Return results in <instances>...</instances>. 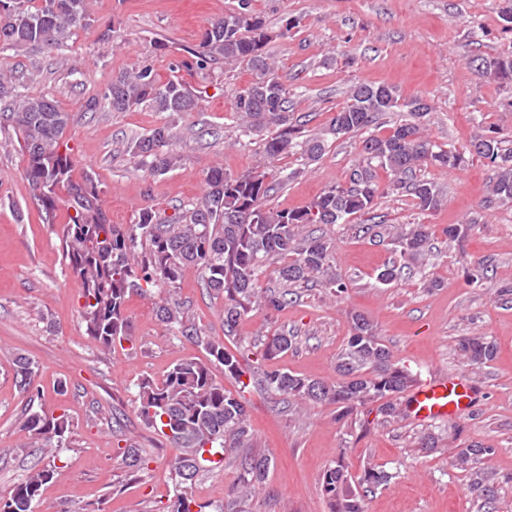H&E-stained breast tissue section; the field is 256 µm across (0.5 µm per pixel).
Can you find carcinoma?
<instances>
[{"instance_id": "obj_1", "label": "carcinoma", "mask_w": 512, "mask_h": 512, "mask_svg": "<svg viewBox=\"0 0 512 512\" xmlns=\"http://www.w3.org/2000/svg\"><path fill=\"white\" fill-rule=\"evenodd\" d=\"M90 25L85 0H0V45L43 46L58 50L72 31ZM269 39L265 23L252 10V0H237L232 12L211 19L205 29L196 65L204 67L217 59L226 64L247 62L255 78L235 100V112L251 127L272 130L263 143V153L274 161L294 151L308 161L318 160L329 138L338 137L339 122L346 132L362 131L388 114L403 108L411 116L394 125L387 136L370 135L363 140L361 158L353 165L343 184L331 186L306 206L275 210L265 205L273 190L274 169H254L230 175L214 166L205 177L201 201L162 222L150 206L140 209L136 223L125 227L112 223L101 199L102 190L92 173L73 177L74 160L64 140L70 114L46 95L17 92L8 77L0 74V100L10 99L0 111V121L22 139L26 155L25 178L31 189L40 190L38 200L48 213L55 210L60 194H65L67 219L63 225V254L70 271L82 285L80 306L85 331L102 348L132 341L127 302L131 294H146L159 286L176 287L184 273L194 269L204 287L224 300V337L234 340L241 322L254 307L279 311L288 305V293L268 294L260 287V276L268 262H277L275 273L288 283L320 281L341 293L344 283L332 272L333 249L322 236L309 235L297 241L307 224H342L363 215L381 196L378 171L389 178L386 193L402 190L413 196L418 208L435 211L447 203L440 188L420 179L416 172L429 164L454 169L463 156L452 150H434L424 135L421 119L431 106L421 97L401 98L397 89L373 83H358L346 104L336 111L328 127L298 140L297 124L288 86L275 66L267 61L264 47ZM490 75L512 79V55L493 62ZM114 112H129L147 106L157 112H188L195 100L180 80L160 79L149 64L112 76L101 98L85 104L88 112L100 103ZM470 151L496 165L497 172L488 193L502 203H512V148L494 130H483L470 143ZM138 166L150 176L174 170L180 155L167 125L153 128L130 145ZM430 231L425 224H407L392 236V245L403 259H416L429 251ZM158 320L186 339L203 347L208 361L182 359L156 382L143 379L139 384L137 412L145 427L163 437L174 449L172 468L179 485H190L201 472L205 455L219 448L223 456L238 461L237 482L232 500L217 512H247L248 497L266 484L272 459L254 450V438L245 402L224 389L213 367L241 381L246 371L224 341L201 334L184 320L179 303L158 305ZM352 332L338 356L339 379L329 382L287 371L263 373L261 385L286 395L302 406L331 402L350 411L381 399L379 411L391 418L399 414L394 400L414 382L413 376L393 360L390 350L378 338L374 325L363 315L352 316ZM294 337L274 335L266 344L264 356L274 358L290 349ZM460 351L474 364H486L495 357L492 343L481 336H468L459 343ZM17 382L27 391L35 389V363L19 355L13 361ZM30 442L21 451L59 448L71 433L67 414H31L23 423ZM495 449L468 445L458 449L456 465L468 472L473 490L489 492L484 473L472 467ZM123 461L131 471L144 468L143 450L131 446ZM57 472L34 468L0 497V512H33L44 486ZM392 475L367 467L359 479L365 492L386 485ZM322 491L330 512H365L364 495L352 489L347 466L335 462L323 474ZM168 512H202L193 495L182 492L168 506Z\"/></svg>"}]
</instances>
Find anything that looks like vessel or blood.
I'll return each instance as SVG.
<instances>
[{"instance_id":"b4317fda","label":"vessel or blood","mask_w":512,"mask_h":512,"mask_svg":"<svg viewBox=\"0 0 512 512\" xmlns=\"http://www.w3.org/2000/svg\"><path fill=\"white\" fill-rule=\"evenodd\" d=\"M473 399L466 379L436 377L417 384L403 406L407 416L420 421L458 416Z\"/></svg>"}]
</instances>
